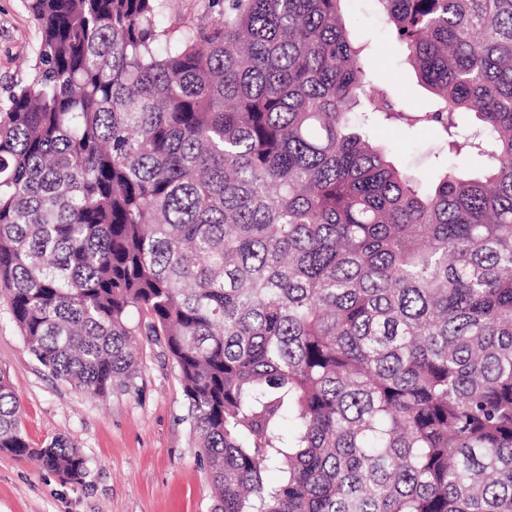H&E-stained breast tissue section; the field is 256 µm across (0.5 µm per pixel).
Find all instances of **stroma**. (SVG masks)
<instances>
[{"mask_svg": "<svg viewBox=\"0 0 512 512\" xmlns=\"http://www.w3.org/2000/svg\"><path fill=\"white\" fill-rule=\"evenodd\" d=\"M347 26L368 37L381 84L397 89L408 108L425 109L428 96L404 62V49L375 0H350ZM39 31L24 0H0V99L7 83L23 77ZM391 145L400 166L423 174L442 144L431 129L405 135L393 124L369 130ZM140 395L88 397L54 378L30 354L0 299V375L14 385L22 426L41 448L68 438L86 460L81 483L39 470L29 460L0 453V512H211L207 469L189 444L178 371L162 345L143 341Z\"/></svg>", "mask_w": 512, "mask_h": 512, "instance_id": "35a3bbf8", "label": "stroma"}]
</instances>
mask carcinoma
<instances>
[{
    "label": "carcinoma",
    "instance_id": "cac0c4a2",
    "mask_svg": "<svg viewBox=\"0 0 512 512\" xmlns=\"http://www.w3.org/2000/svg\"><path fill=\"white\" fill-rule=\"evenodd\" d=\"M349 2L175 28L169 0H25L0 296L96 399L137 392L139 337L164 344L213 512H512V0H375L421 112L362 101ZM381 122L449 157L398 168L362 134ZM0 453L86 470L64 437L31 446L1 375Z\"/></svg>",
    "mask_w": 512,
    "mask_h": 512
}]
</instances>
